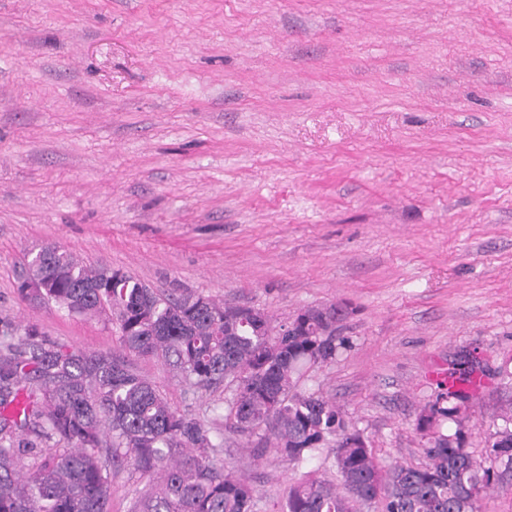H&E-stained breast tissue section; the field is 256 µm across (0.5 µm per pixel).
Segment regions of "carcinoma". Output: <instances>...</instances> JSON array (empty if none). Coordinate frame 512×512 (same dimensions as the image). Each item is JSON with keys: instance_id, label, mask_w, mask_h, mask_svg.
Segmentation results:
<instances>
[{"instance_id": "obj_1", "label": "carcinoma", "mask_w": 512, "mask_h": 512, "mask_svg": "<svg viewBox=\"0 0 512 512\" xmlns=\"http://www.w3.org/2000/svg\"><path fill=\"white\" fill-rule=\"evenodd\" d=\"M25 298L71 315L109 313L124 346L158 357L190 387L224 385L225 419L255 448H271L295 468L322 459L336 479L308 472L288 487L284 512H480L482 493L512 472V413L490 433L485 460L466 448L459 421L469 379L440 383L444 407L420 414L421 466L382 471L364 434L323 393L302 388L306 371L336 358L349 341L312 311L292 328L259 331L248 309L202 294H165L108 267H84L55 246L40 249L20 276ZM0 512H109L112 471L129 463L159 480L132 512H253L255 491L224 472L223 447L199 419L174 408L120 354L69 351L36 328L0 341ZM63 444L58 451L50 444Z\"/></svg>"}]
</instances>
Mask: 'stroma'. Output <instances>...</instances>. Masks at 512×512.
I'll return each mask as SVG.
<instances>
[{
    "mask_svg": "<svg viewBox=\"0 0 512 512\" xmlns=\"http://www.w3.org/2000/svg\"><path fill=\"white\" fill-rule=\"evenodd\" d=\"M48 244L276 323L347 303L303 385L384 469L424 463L420 412L477 359L486 455L512 407V0H0V332L121 353L116 323L20 295ZM128 360L282 512L301 472L225 430L223 387ZM145 484L113 471L110 512Z\"/></svg>",
    "mask_w": 512,
    "mask_h": 512,
    "instance_id": "obj_1",
    "label": "stroma"
}]
</instances>
